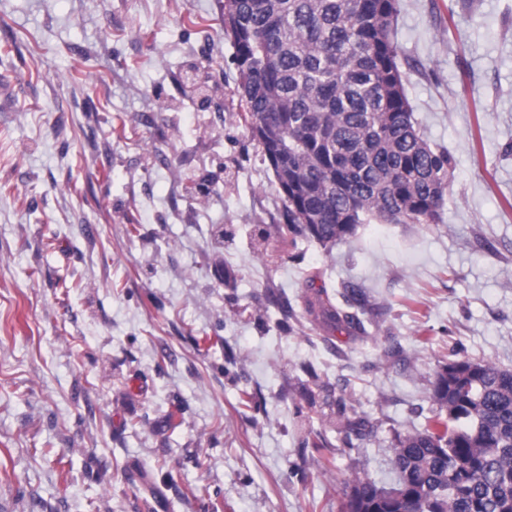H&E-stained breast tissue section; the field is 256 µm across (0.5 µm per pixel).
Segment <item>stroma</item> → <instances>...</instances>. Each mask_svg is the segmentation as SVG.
Listing matches in <instances>:
<instances>
[{
    "label": "stroma",
    "mask_w": 512,
    "mask_h": 512,
    "mask_svg": "<svg viewBox=\"0 0 512 512\" xmlns=\"http://www.w3.org/2000/svg\"><path fill=\"white\" fill-rule=\"evenodd\" d=\"M398 5L455 181L440 223L325 247L275 231L224 0H0V512H339L354 476L395 484L441 366L512 370V0ZM348 285L377 317L321 328L308 299ZM340 399L369 423L350 448ZM311 429L330 472L299 452ZM315 437L316 439L311 442L309 437H305L304 440L302 441L300 451L304 455L306 450L309 447H311L313 451H315L319 455L323 471H330L331 467L333 466V457L330 456V448L332 446L330 442L327 440V438L321 432H317L315 434Z\"/></svg>",
    "instance_id": "1"
}]
</instances>
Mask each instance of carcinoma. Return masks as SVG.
Here are the masks:
<instances>
[{
    "label": "carcinoma",
    "mask_w": 512,
    "mask_h": 512,
    "mask_svg": "<svg viewBox=\"0 0 512 512\" xmlns=\"http://www.w3.org/2000/svg\"><path fill=\"white\" fill-rule=\"evenodd\" d=\"M398 0H224L242 120L284 205L276 232L324 246L360 224H436L454 181L448 150L431 145L410 106L395 42ZM349 313L325 291L308 301L328 327L366 332L371 312L350 290ZM422 429L396 438L395 486L349 485L342 512H512V371L451 360ZM346 444L369 433L343 426ZM323 471L322 433L304 438Z\"/></svg>",
    "instance_id": "carcinoma-1"
}]
</instances>
